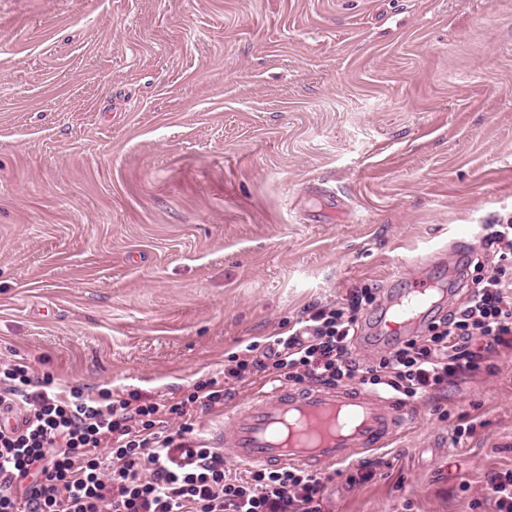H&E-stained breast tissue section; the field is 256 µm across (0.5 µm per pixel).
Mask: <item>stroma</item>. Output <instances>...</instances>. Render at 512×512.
<instances>
[{
	"mask_svg": "<svg viewBox=\"0 0 512 512\" xmlns=\"http://www.w3.org/2000/svg\"><path fill=\"white\" fill-rule=\"evenodd\" d=\"M511 223L512 0H0V359L178 398L352 290L371 333L420 270L421 336ZM403 410L324 512H494L512 350Z\"/></svg>",
	"mask_w": 512,
	"mask_h": 512,
	"instance_id": "35a3bbf8",
	"label": "stroma"
}]
</instances>
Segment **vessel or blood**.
I'll return each instance as SVG.
<instances>
[{"instance_id":"vessel-or-blood-1","label":"vessel or blood","mask_w":512,"mask_h":512,"mask_svg":"<svg viewBox=\"0 0 512 512\" xmlns=\"http://www.w3.org/2000/svg\"><path fill=\"white\" fill-rule=\"evenodd\" d=\"M439 294L426 281L400 291L383 313L378 334L386 339L405 335ZM406 427L397 401L371 391L280 386L225 409L223 441L244 465L317 470L385 447Z\"/></svg>"}]
</instances>
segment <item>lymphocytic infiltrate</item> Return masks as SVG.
<instances>
[{
  "mask_svg": "<svg viewBox=\"0 0 512 512\" xmlns=\"http://www.w3.org/2000/svg\"><path fill=\"white\" fill-rule=\"evenodd\" d=\"M369 298L357 291L347 307L312 309L249 358L231 357L223 380L198 382L177 401L69 389L24 362L1 363L0 512H322L329 476L293 467L229 474L185 417L223 403L224 381L256 372L296 384L356 379L413 401L512 348L511 265L475 281L426 335L397 340L364 368L353 354L355 312Z\"/></svg>",
  "mask_w": 512,
  "mask_h": 512,
  "instance_id": "lymphocytic-infiltrate-1",
  "label": "lymphocytic infiltrate"
}]
</instances>
